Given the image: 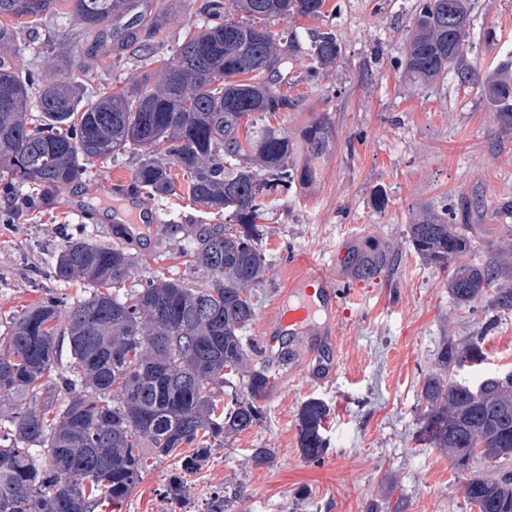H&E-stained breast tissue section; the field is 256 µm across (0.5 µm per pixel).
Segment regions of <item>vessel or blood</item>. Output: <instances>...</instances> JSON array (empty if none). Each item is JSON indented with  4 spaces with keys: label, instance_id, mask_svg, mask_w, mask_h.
Masks as SVG:
<instances>
[{
    "label": "vessel or blood",
    "instance_id": "vessel-or-blood-1",
    "mask_svg": "<svg viewBox=\"0 0 512 512\" xmlns=\"http://www.w3.org/2000/svg\"><path fill=\"white\" fill-rule=\"evenodd\" d=\"M129 185V180L118 181L112 198L119 201L120 206L113 210L112 216L137 233L143 224L156 222L157 217L140 201L127 196ZM292 262L298 267L299 273L289 286L288 302L280 310L275 335L280 334L298 342L312 336L332 338L336 314L342 305L332 277L313 269L311 260L305 255H294ZM275 335L261 339L260 346L265 353H272Z\"/></svg>",
    "mask_w": 512,
    "mask_h": 512
}]
</instances>
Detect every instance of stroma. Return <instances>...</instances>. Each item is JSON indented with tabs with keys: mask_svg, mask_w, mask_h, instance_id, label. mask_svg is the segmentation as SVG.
<instances>
[{
	"mask_svg": "<svg viewBox=\"0 0 512 512\" xmlns=\"http://www.w3.org/2000/svg\"><path fill=\"white\" fill-rule=\"evenodd\" d=\"M201 0H150L135 28L109 21L85 31L69 0H55L37 17L10 19L17 32L13 59L43 80L80 86H116L154 70L172 56L185 31L202 26ZM418 0H327L324 17H296L272 24L274 32L306 37L310 28H333L343 39L338 67L311 84L292 89L293 110L271 124L287 132L296 152L292 166H317L316 181L294 180L273 195L264 223L271 269L254 287L257 309L246 330L258 340L277 319L288 284L299 270L291 263L307 254L316 268L335 274L345 296L336 321L333 367L307 361L299 350L279 369L278 387L264 400L261 422L216 449L203 469L188 478L189 497L179 504L160 491L173 468L158 460L120 512H200L212 494L229 484L246 486L233 512H391L405 499L407 512H478L461 491L466 475L491 473L473 459L457 470L447 452L420 445L424 407L422 381L435 366L444 342L478 337L479 367L463 377L512 371V312L486 307L468 311L448 292V274L412 249L409 224L421 213L448 207L460 228L481 241L480 260L512 253V129L500 127L483 94L489 73L512 60V0H473L469 57L473 83L447 77L422 89L405 82L400 59ZM326 118L331 137L321 155L302 138L305 128ZM139 157L126 152L89 165L72 187L53 201L32 184L20 186L0 207L16 212L0 224V335L10 319L45 293L76 301L85 287L55 280L51 267L62 246L81 238L111 245L112 221H96L64 208L66 199L97 209L110 196V181L132 177ZM160 217L131 245L135 269L123 287L171 277L190 287L207 284L210 273L186 258L189 238H168V224H216L219 216L192 204L188 195L144 197ZM372 251L385 271L356 276L352 254ZM330 407L325 424L328 454L305 460L298 447L297 413L310 398ZM252 448H272L276 463L255 467Z\"/></svg>",
	"mask_w": 512,
	"mask_h": 512,
	"instance_id": "1",
	"label": "stroma"
}]
</instances>
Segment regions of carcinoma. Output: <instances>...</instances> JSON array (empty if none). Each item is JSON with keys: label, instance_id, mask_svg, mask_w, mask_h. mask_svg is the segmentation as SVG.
Listing matches in <instances>:
<instances>
[{"label": "carcinoma", "instance_id": "cac0c4a2", "mask_svg": "<svg viewBox=\"0 0 512 512\" xmlns=\"http://www.w3.org/2000/svg\"><path fill=\"white\" fill-rule=\"evenodd\" d=\"M130 0H72L83 28L99 29L124 13ZM51 0H0V16H38ZM326 0H202L209 23L186 32L176 52L152 74L81 104V90L64 80H42L14 61L0 59V165L10 177L0 195L32 183L49 197L81 178L95 160L133 150L141 155L134 188L149 196L189 198L222 224H168L166 234L193 242L190 257L212 273L204 288L178 279L151 280L130 293L117 289L130 278L136 257L123 225L110 246L72 239L52 267L58 281H78L88 294L70 302L49 294L24 309L0 339V512H97L99 490L121 508L150 460L175 458L161 496L180 503L187 477L205 467L212 451L258 425L265 378L252 371L244 388L234 377L255 346L243 336L255 317L251 286L268 270L263 239L265 198L294 180L295 152L288 134L269 124L239 139V124L252 126L293 108L288 89L336 67L343 55L333 29L314 30L308 42L276 34L271 21L319 19ZM471 0H419L406 50L404 79L428 88L452 72L472 81L468 56ZM302 53L306 70L288 75V59ZM38 89L35 119L26 118ZM495 117L512 127V68L486 81ZM319 120L303 138L314 152L328 143ZM178 168L182 174L172 172ZM415 253L446 270L449 294L459 307L476 301L512 311V259L463 262L480 251L477 241L433 213L409 225ZM481 362L477 343L447 342L435 371L424 377L426 403L418 440L448 451L465 471L476 456L497 463L499 473L474 474L462 493L479 512H512V384L484 375L480 389L457 377ZM327 405L303 402L297 414L302 456L320 461ZM182 448L193 452L183 454ZM253 465L274 464L273 448H251ZM245 493L232 484L215 493L206 512H231Z\"/></svg>", "mask_w": 512, "mask_h": 512}]
</instances>
